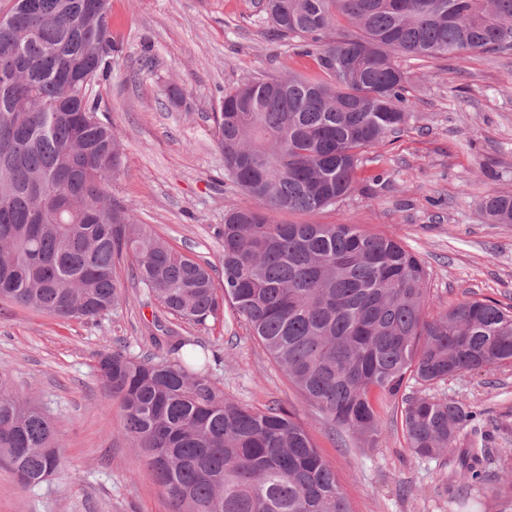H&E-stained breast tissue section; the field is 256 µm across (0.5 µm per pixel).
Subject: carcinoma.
I'll return each instance as SVG.
<instances>
[{
	"mask_svg": "<svg viewBox=\"0 0 512 512\" xmlns=\"http://www.w3.org/2000/svg\"><path fill=\"white\" fill-rule=\"evenodd\" d=\"M36 15L0 29V300L68 320L120 304V262L167 311L204 323L229 305L331 430L363 445L380 438L377 406L401 399L409 448L457 455L456 475L483 489L486 430L455 400L408 393L464 372L512 365V306L470 300L429 317L428 272L394 235L359 224H277L267 213H224L222 284L212 267L176 250L112 198L122 148L95 86L112 60L99 43L109 18L40 0ZM273 28L311 58L310 77L247 79L214 115L224 176L271 211L316 212L352 189L360 155L411 117L397 54L443 58L512 49V0H266ZM494 224H512V196L481 200ZM161 359L103 351L105 386L124 432L172 512H351L332 465L284 409L242 406L212 378L195 343L165 330ZM0 462L33 485L58 472L61 444L48 418L24 404L0 372Z\"/></svg>",
	"mask_w": 512,
	"mask_h": 512,
	"instance_id": "cac0c4a2",
	"label": "carcinoma"
}]
</instances>
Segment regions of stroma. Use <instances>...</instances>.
<instances>
[{"instance_id":"stroma-1","label":"stroma","mask_w":512,"mask_h":512,"mask_svg":"<svg viewBox=\"0 0 512 512\" xmlns=\"http://www.w3.org/2000/svg\"><path fill=\"white\" fill-rule=\"evenodd\" d=\"M110 22L123 51L97 91L124 145L112 195L175 249L220 265L225 211L264 204L225 181L211 115L240 82L288 70L307 76L313 63L275 35L263 0H112ZM395 62L411 105L405 128L361 156L353 188L336 206L272 219L395 235L430 272L431 311L475 298L511 306L512 224L487 223L479 203L512 194V51ZM171 85L186 93V106L169 104ZM158 319L218 354L212 372L230 398L283 408L303 423L352 512H503L512 499V449L493 444L486 487L472 493L454 481L450 459L411 451L397 407L381 409L377 447L337 436L232 311L202 324L176 319L128 280L120 306L94 320L61 321L0 302V370L50 419L65 463L31 486L0 463V512H170L97 372L107 349L165 356L148 340ZM428 393L473 405L486 425L512 423L510 365L448 378Z\"/></svg>"}]
</instances>
